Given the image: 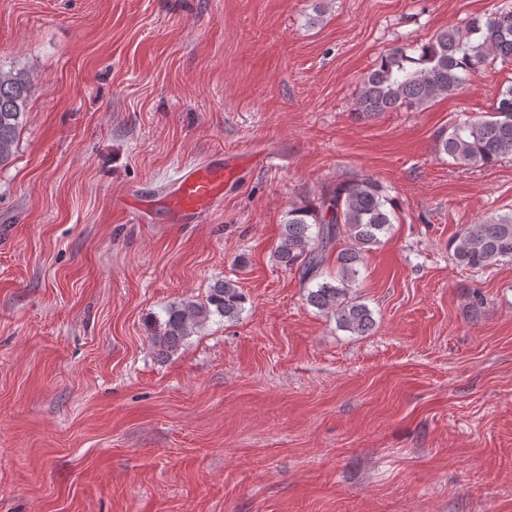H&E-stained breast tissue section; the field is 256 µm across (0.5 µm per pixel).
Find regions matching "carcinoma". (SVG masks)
Segmentation results:
<instances>
[{
    "mask_svg": "<svg viewBox=\"0 0 512 512\" xmlns=\"http://www.w3.org/2000/svg\"><path fill=\"white\" fill-rule=\"evenodd\" d=\"M512 62V10L450 26L414 48L395 46L383 53L363 77L356 110L371 117L406 108L418 111L441 96L454 95L469 76L495 60ZM28 77L0 64V167L14 156L23 127ZM437 152L463 167L489 166L512 157V86L498 93L486 115L468 116L436 138ZM392 199L379 182L365 178L340 181L322 189L318 203L293 204L285 213L274 260L298 270L308 289L307 303L336 320L353 335L369 333L371 310L351 297L365 254L383 242L392 226ZM455 262L482 270L512 261V215L463 226L451 241ZM335 257L336 273L324 266ZM245 296L231 279L218 280L203 299L186 298L165 308L163 332L154 343L167 358L212 317L233 322L244 310Z\"/></svg>",
    "mask_w": 512,
    "mask_h": 512,
    "instance_id": "carcinoma-1",
    "label": "carcinoma"
}]
</instances>
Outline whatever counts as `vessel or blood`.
Listing matches in <instances>:
<instances>
[{
  "label": "vessel or blood",
  "mask_w": 512,
  "mask_h": 512,
  "mask_svg": "<svg viewBox=\"0 0 512 512\" xmlns=\"http://www.w3.org/2000/svg\"><path fill=\"white\" fill-rule=\"evenodd\" d=\"M233 178V167L213 161L182 169L162 203L173 223H198L213 202L223 195L225 186Z\"/></svg>",
  "instance_id": "1"
}]
</instances>
